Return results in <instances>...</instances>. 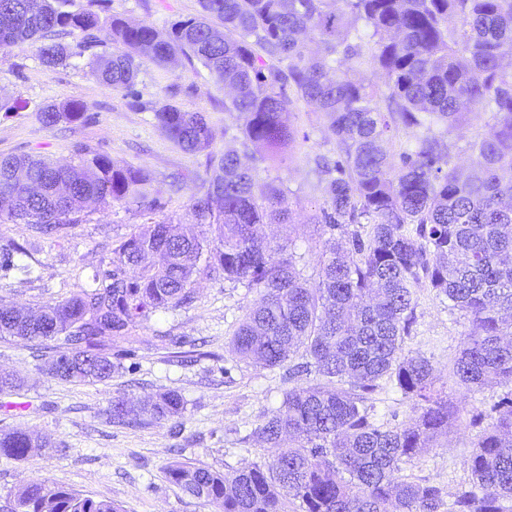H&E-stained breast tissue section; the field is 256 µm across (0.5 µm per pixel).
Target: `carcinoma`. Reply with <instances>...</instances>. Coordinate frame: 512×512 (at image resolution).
<instances>
[{
    "label": "carcinoma",
    "instance_id": "cac0c4a2",
    "mask_svg": "<svg viewBox=\"0 0 512 512\" xmlns=\"http://www.w3.org/2000/svg\"><path fill=\"white\" fill-rule=\"evenodd\" d=\"M199 4L197 15L165 30L113 18V50L89 61L90 75L132 96L136 58L163 65L182 55L224 86V111L248 115L243 145L256 148L293 139V106L322 113L336 158L317 162L327 198L309 221L343 232L348 247L323 262L316 280L304 278L287 243L264 230L291 223L288 187L272 180L256 195L254 168L238 150L214 154L205 117L163 102L152 108L156 123L181 149L206 156L203 192L189 208L214 236L140 224L70 297L37 313L0 300V336L56 342L46 365L55 379L105 382L119 368L105 342L130 335L153 313L190 304L198 280L222 277L260 295L232 333V353L267 369L298 358L315 383L289 389L262 415L251 438L270 453L264 464L224 473L172 462L168 481L217 512H512V343L503 341L512 335V320L503 317L512 310V178L501 177L512 173V70L502 66L512 58V0ZM100 31L99 14L76 0H0V50L38 41L49 69L101 42ZM75 33L76 45L59 41ZM309 39L321 55L308 54ZM366 62L383 72L386 90L349 77ZM88 112L84 100L71 98L43 107L39 120L47 128L81 124ZM467 112H489L494 124L469 145L472 173L463 179L451 166L452 143L434 128L455 130ZM414 129L425 133L413 147L395 149L392 131ZM77 154V166L0 157V223L61 239L89 201L160 206L145 171L86 146ZM25 256L23 245L0 243V271L31 274L15 262ZM421 288L444 295L470 323L454 364L458 381L505 388L490 412L473 416L495 423L465 461L473 485L449 502L442 487L400 475L455 414L435 390L431 361L404 351ZM389 384L415 401L417 418L392 427L376 421L368 400ZM108 412L123 424L169 422L183 417L185 401L174 391L144 403L123 395ZM52 451L26 429L0 431V456L23 461ZM6 512L124 510L43 481L21 485Z\"/></svg>",
    "mask_w": 512,
    "mask_h": 512
}]
</instances>
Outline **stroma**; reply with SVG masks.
<instances>
[{
    "label": "stroma",
    "mask_w": 512,
    "mask_h": 512,
    "mask_svg": "<svg viewBox=\"0 0 512 512\" xmlns=\"http://www.w3.org/2000/svg\"><path fill=\"white\" fill-rule=\"evenodd\" d=\"M98 12L102 26L112 16L162 29L179 18L196 15L199 0H79ZM92 51L70 65L47 69L38 44L25 41L0 50V101L12 104L0 114V157L30 155L58 165L78 162L86 145L112 160L148 172L161 192L163 206L154 211L116 205H87L80 224L56 241L25 224H0V236L26 243L34 272L0 278V299L20 307L57 303L86 286L93 271L105 267L113 244L136 225L163 221L192 225L190 200L200 193L205 157L176 146L155 122L152 106L169 101L202 113L215 131V151H223L226 134H238L244 117L224 110V88L207 70L184 59L167 65L141 60L136 98L109 89L89 73ZM76 97L87 102V122L45 128L38 119L45 105ZM294 139L254 160L257 183L277 178L290 190L295 224L291 250L305 278H315L331 233L307 217L324 201L325 190L314 172V159L332 154L335 139L321 113L300 106L291 117ZM188 173L179 187L169 185L174 171ZM192 304L158 312L135 336L106 345L119 370L105 384L73 385L50 377L45 359L13 338L0 339V370L25 382L17 396L0 395V430L25 427L51 439L55 453L16 461L0 456V506L25 482L49 481L84 496L107 499L125 512H215L209 502L170 483L164 469L181 461L230 472L263 462L268 452L249 438L267 410L280 405L288 389L312 383L293 375L289 366L266 369L240 360L229 348L230 335L258 295L242 285L204 279L195 286ZM417 322L405 350L430 359L448 400L460 412L447 432L402 473L448 491L470 487L465 465L491 420L472 423L473 414L492 407L501 388H469L453 372L469 322L445 296L429 288L417 293ZM175 391L185 401L181 423L117 425L106 410L112 397L147 398Z\"/></svg>",
    "instance_id": "obj_1"
}]
</instances>
